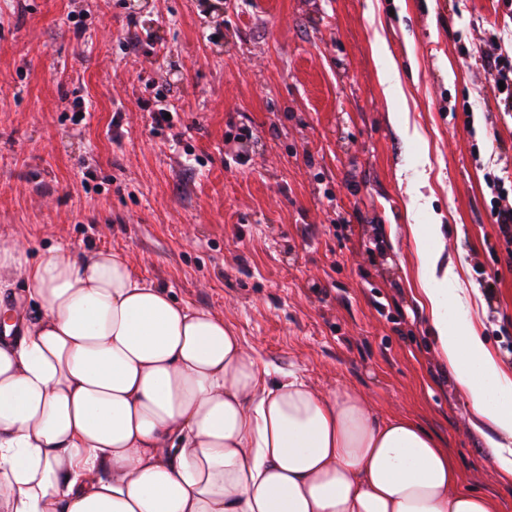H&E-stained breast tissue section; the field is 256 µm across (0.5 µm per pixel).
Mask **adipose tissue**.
Returning a JSON list of instances; mask_svg holds the SVG:
<instances>
[{
    "label": "adipose tissue",
    "mask_w": 512,
    "mask_h": 512,
    "mask_svg": "<svg viewBox=\"0 0 512 512\" xmlns=\"http://www.w3.org/2000/svg\"><path fill=\"white\" fill-rule=\"evenodd\" d=\"M416 235L438 348L512 478V377ZM23 279L37 315L16 324ZM0 512H496L421 426L296 372L265 381L211 311L120 254L0 245Z\"/></svg>",
    "instance_id": "ef3b65f1"
}]
</instances>
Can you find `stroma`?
I'll return each mask as SVG.
<instances>
[{
	"mask_svg": "<svg viewBox=\"0 0 512 512\" xmlns=\"http://www.w3.org/2000/svg\"><path fill=\"white\" fill-rule=\"evenodd\" d=\"M495 36L512 42V0H0V240L126 257L222 317L268 381L292 370L412 419L462 488L512 512L411 230L441 225L430 249L466 296L449 319L512 370V272L481 276L498 247L484 176L512 173ZM160 88L175 118L158 133L143 103Z\"/></svg>",
	"mask_w": 512,
	"mask_h": 512,
	"instance_id": "35a3bbf8",
	"label": "stroma"
}]
</instances>
